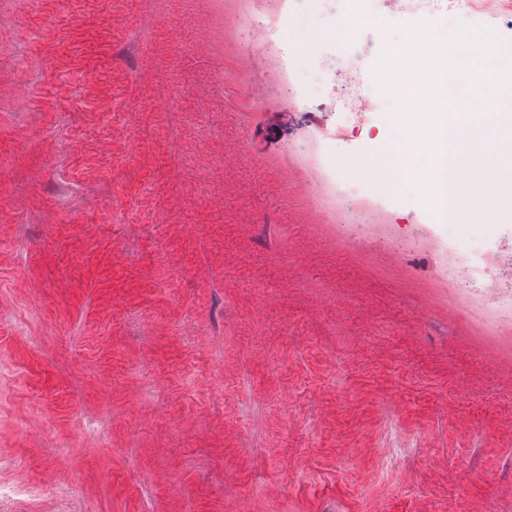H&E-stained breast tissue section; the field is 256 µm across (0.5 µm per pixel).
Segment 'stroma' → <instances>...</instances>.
<instances>
[{
  "mask_svg": "<svg viewBox=\"0 0 512 512\" xmlns=\"http://www.w3.org/2000/svg\"><path fill=\"white\" fill-rule=\"evenodd\" d=\"M362 10L288 43L309 84L332 57L370 98L357 123L302 90L351 197L352 144L397 112L357 69L415 22ZM246 74L224 0H0V484L54 491L0 512H512V313L427 272L418 193L376 231L314 223L241 154ZM437 232L477 260L512 213Z\"/></svg>",
  "mask_w": 512,
  "mask_h": 512,
  "instance_id": "35a3bbf8",
  "label": "stroma"
}]
</instances>
